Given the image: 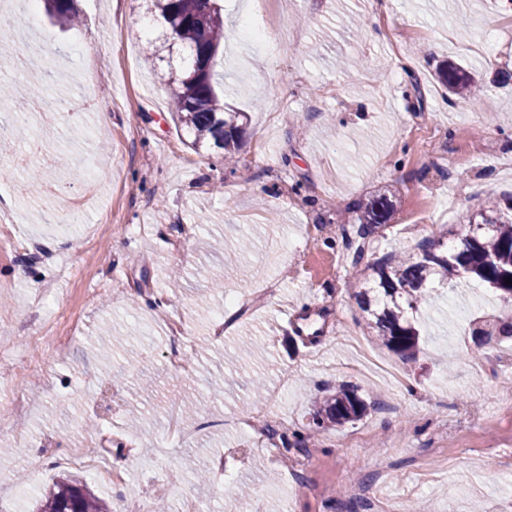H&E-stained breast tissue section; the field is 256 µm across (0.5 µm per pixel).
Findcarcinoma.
<instances>
[{"mask_svg": "<svg viewBox=\"0 0 512 512\" xmlns=\"http://www.w3.org/2000/svg\"><path fill=\"white\" fill-rule=\"evenodd\" d=\"M47 15L59 25L76 20L74 0H44ZM220 0H154L164 28H173L169 41L183 52L182 66L168 73L174 86L173 114L176 125L189 135L186 145L193 150L210 143L232 161L248 120L247 113L224 106L218 85L224 75L215 72V58L224 32V8ZM437 77L448 92L463 100L476 101L480 88L471 73L452 63L442 65ZM358 237L365 239L391 221L393 201L385 194L372 196L354 205ZM473 229L447 249L440 240H428L420 253L392 256L365 264L374 287L361 289L357 297L369 317V328L378 342L408 359L420 350V307L430 301L426 284L438 280L453 289L466 277L488 284L502 302L512 306V197L505 206L497 202L477 204L467 218ZM471 336L478 341L493 337L512 338V315L483 313L471 321ZM368 404L357 390L340 385L313 411L318 428L343 426L361 420ZM35 512H109L108 503L79 480L63 477L43 488Z\"/></svg>", "mask_w": 512, "mask_h": 512, "instance_id": "carcinoma-1", "label": "carcinoma"}]
</instances>
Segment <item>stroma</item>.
<instances>
[{"instance_id":"1","label":"stroma","mask_w":512,"mask_h":512,"mask_svg":"<svg viewBox=\"0 0 512 512\" xmlns=\"http://www.w3.org/2000/svg\"><path fill=\"white\" fill-rule=\"evenodd\" d=\"M383 2L224 0L215 69L225 102L248 116L230 170L214 150L188 148L172 119L162 76L180 56L158 27L146 64L148 0H77L76 27L13 0L22 24L50 36L71 108L32 112L18 95L9 110L35 135L0 138V225L29 242L0 246V382L31 366L15 389L26 410L0 402V512H32L37 490L62 476L112 512L159 499L179 512L184 497L210 512H351L352 487L410 512H512V340L468 336L473 316L503 303L465 281L426 313L423 349L403 360L375 342L338 232L354 204L384 193L395 213L365 258L414 254L465 234L479 200L512 195V0ZM373 14L377 24L350 28ZM246 15L278 36L261 48L240 40ZM447 59L478 76L476 103L436 82ZM433 130L442 152L423 145ZM76 200L82 223L43 222ZM286 308L323 334H295ZM177 316L186 332L174 338ZM106 323L108 368L96 352ZM174 347L188 370L169 366ZM257 377L272 414L263 429L242 424ZM342 384L367 415L315 429L314 398ZM188 403L189 437L171 439L167 412ZM58 455L121 477L102 483ZM302 455L309 466L292 472Z\"/></svg>"}]
</instances>
